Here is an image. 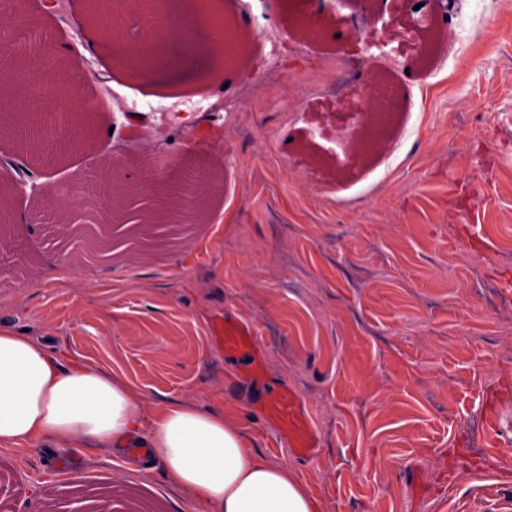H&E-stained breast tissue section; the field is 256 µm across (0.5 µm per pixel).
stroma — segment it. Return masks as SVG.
I'll return each instance as SVG.
<instances>
[{"mask_svg":"<svg viewBox=\"0 0 512 512\" xmlns=\"http://www.w3.org/2000/svg\"><path fill=\"white\" fill-rule=\"evenodd\" d=\"M245 37L229 84L136 72L87 0L51 20L64 58L95 74L81 141L24 150L49 194L13 200L0 245V326L124 377L149 401L218 407L288 466L321 512H512V0H331L329 38L306 39L312 0H223ZM416 31L384 38V21ZM465 25V38L449 33ZM264 35H257V28ZM401 88L381 151L348 161L371 88ZM197 149L215 192L205 223L112 228L86 260L56 221L103 209L86 186L108 162ZM264 339L244 372L210 334L218 315ZM295 395L314 452L291 456L263 415ZM142 475L36 448L0 456V512H176Z\"/></svg>","mask_w":512,"mask_h":512,"instance_id":"1","label":"stroma"}]
</instances>
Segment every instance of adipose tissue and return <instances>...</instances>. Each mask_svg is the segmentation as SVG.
<instances>
[{"instance_id":"1","label":"adipose tissue","mask_w":512,"mask_h":512,"mask_svg":"<svg viewBox=\"0 0 512 512\" xmlns=\"http://www.w3.org/2000/svg\"><path fill=\"white\" fill-rule=\"evenodd\" d=\"M151 451L181 512H321L286 465L252 448L224 411L148 405L124 378L0 328V454L83 448L106 457L120 443Z\"/></svg>"}]
</instances>
